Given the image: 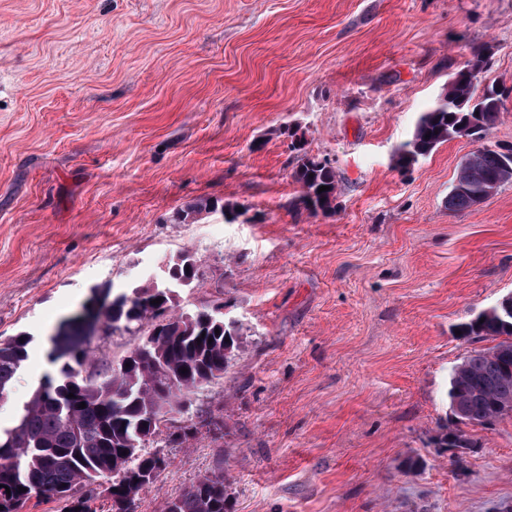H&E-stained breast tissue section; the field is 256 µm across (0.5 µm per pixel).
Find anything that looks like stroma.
<instances>
[{
  "label": "stroma",
  "mask_w": 512,
  "mask_h": 512,
  "mask_svg": "<svg viewBox=\"0 0 512 512\" xmlns=\"http://www.w3.org/2000/svg\"><path fill=\"white\" fill-rule=\"evenodd\" d=\"M484 44L512 86V0H0V339L31 338L0 428L93 289L187 250L207 281L180 306L223 300L241 336L135 512L219 471L234 512H512V417L468 427L463 465L435 444L478 347L456 325L512 292V184L454 214L470 139L393 164ZM288 126L335 214L294 207ZM199 197L239 212L175 223Z\"/></svg>",
  "instance_id": "obj_1"
}]
</instances>
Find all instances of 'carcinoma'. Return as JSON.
<instances>
[{"instance_id":"1","label":"carcinoma","mask_w":512,"mask_h":512,"mask_svg":"<svg viewBox=\"0 0 512 512\" xmlns=\"http://www.w3.org/2000/svg\"><path fill=\"white\" fill-rule=\"evenodd\" d=\"M488 51L474 50L465 69L483 72ZM477 90L466 77L449 82L448 101L423 113L394 155L395 168L405 171L450 140L467 137L479 143L458 166L448 192L446 207L453 213L473 208L491 190L512 183V146L485 143L505 110V93L494 84L480 94ZM287 134L296 138L289 144L296 160L292 177L300 187L294 206L315 216L334 214L335 168L310 154L297 132L289 129ZM321 186L329 190L321 192ZM235 210L233 203L199 198L173 218L186 224L190 218ZM164 266L158 279L103 294L97 318L105 330L118 323L141 333L140 342L105 375L93 371V333L81 317L62 324L48 350L50 363L59 365L58 375L45 377L15 426L0 435V512H25L34 499L59 501L61 512H126L124 504L134 503L152 483L157 460L146 447L161 431L164 409L191 402L200 389L223 376L239 336L237 323L207 306L179 310V289L204 283L190 252L168 258ZM158 298L161 303H152ZM506 302L500 299L457 327L465 338L495 345L471 351L452 368L448 397L459 426L441 433V444L474 447L462 426L496 421L499 404L512 401V312L503 308ZM28 343L25 334L0 340L1 403L27 358ZM82 402L86 407H79ZM102 479L112 480L111 485L101 488ZM168 512H233L224 474L191 485L170 500Z\"/></svg>"}]
</instances>
